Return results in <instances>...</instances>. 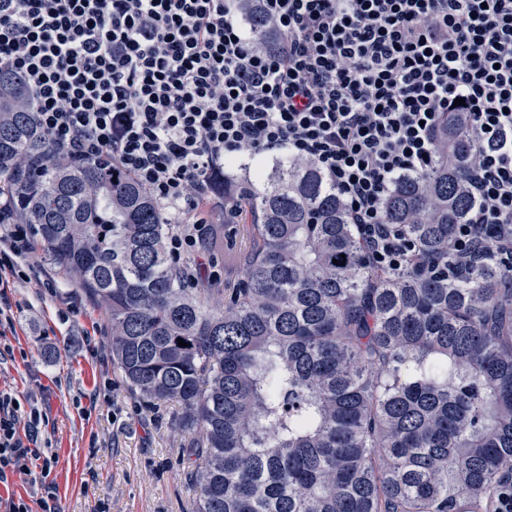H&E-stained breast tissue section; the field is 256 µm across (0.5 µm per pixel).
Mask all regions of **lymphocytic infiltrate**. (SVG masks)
Instances as JSON below:
<instances>
[{"mask_svg": "<svg viewBox=\"0 0 512 512\" xmlns=\"http://www.w3.org/2000/svg\"><path fill=\"white\" fill-rule=\"evenodd\" d=\"M282 43L258 48L240 0H0V71L21 75L50 142L108 159L168 212L174 256L197 250L212 177L288 153L315 163L370 264L410 265L385 223L396 182L433 162L434 129L463 99L474 206L449 264L512 263V0H260ZM0 201V319L27 228ZM0 390V483L50 469L41 413Z\"/></svg>", "mask_w": 512, "mask_h": 512, "instance_id": "obj_1", "label": "lymphocytic infiltrate"}]
</instances>
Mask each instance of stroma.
<instances>
[{
    "instance_id": "stroma-1",
    "label": "stroma",
    "mask_w": 512,
    "mask_h": 512,
    "mask_svg": "<svg viewBox=\"0 0 512 512\" xmlns=\"http://www.w3.org/2000/svg\"><path fill=\"white\" fill-rule=\"evenodd\" d=\"M207 217L224 226V261L212 264L205 251L190 258L202 274L233 282L242 275L243 227L224 224L219 207ZM36 258L37 276L17 281L10 297L15 329L0 347L13 353L0 360V389L41 412L62 512H193L170 408L144 409L112 367L104 310L44 252Z\"/></svg>"
}]
</instances>
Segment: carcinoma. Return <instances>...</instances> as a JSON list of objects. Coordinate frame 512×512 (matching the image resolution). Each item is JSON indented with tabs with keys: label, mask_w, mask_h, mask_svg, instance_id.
Segmentation results:
<instances>
[{
	"label": "carcinoma",
	"mask_w": 512,
	"mask_h": 512,
	"mask_svg": "<svg viewBox=\"0 0 512 512\" xmlns=\"http://www.w3.org/2000/svg\"><path fill=\"white\" fill-rule=\"evenodd\" d=\"M241 7L277 45L257 0ZM434 136L431 167L384 206L418 267L369 264L324 173L278 158L214 179L248 224L226 288L171 256L176 225L134 177L52 148L23 80L0 73V194L105 309L128 389L178 408L195 512H484L512 475V268L448 275L473 205L466 114Z\"/></svg>",
	"instance_id": "1"
}]
</instances>
